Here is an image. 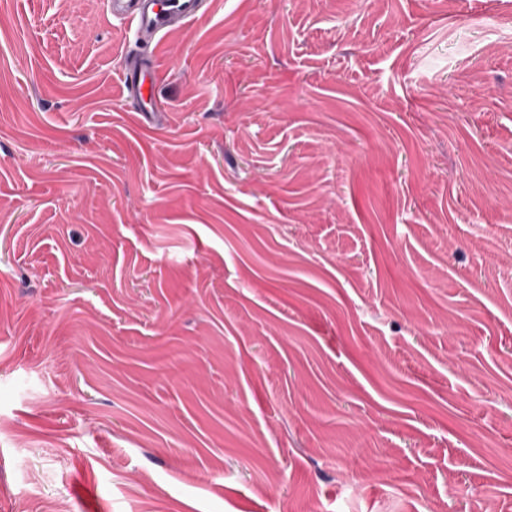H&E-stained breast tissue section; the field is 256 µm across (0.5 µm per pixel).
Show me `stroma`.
Listing matches in <instances>:
<instances>
[{
	"label": "stroma",
	"mask_w": 512,
	"mask_h": 512,
	"mask_svg": "<svg viewBox=\"0 0 512 512\" xmlns=\"http://www.w3.org/2000/svg\"><path fill=\"white\" fill-rule=\"evenodd\" d=\"M56 502L512 512V0H207L155 49L0 0V512ZM121 80L128 96L140 103V112L157 111L153 97V88L157 81V66L153 59L143 64L137 61H126Z\"/></svg>",
	"instance_id": "stroma-1"
}]
</instances>
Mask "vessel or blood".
<instances>
[{"label":"vessel or blood","mask_w":512,"mask_h":512,"mask_svg":"<svg viewBox=\"0 0 512 512\" xmlns=\"http://www.w3.org/2000/svg\"><path fill=\"white\" fill-rule=\"evenodd\" d=\"M202 0H112V15L130 25L136 34L161 43L174 21L191 23L200 14ZM157 81L155 61L126 62L122 83L141 111H155L153 88Z\"/></svg>","instance_id":"obj_1"}]
</instances>
